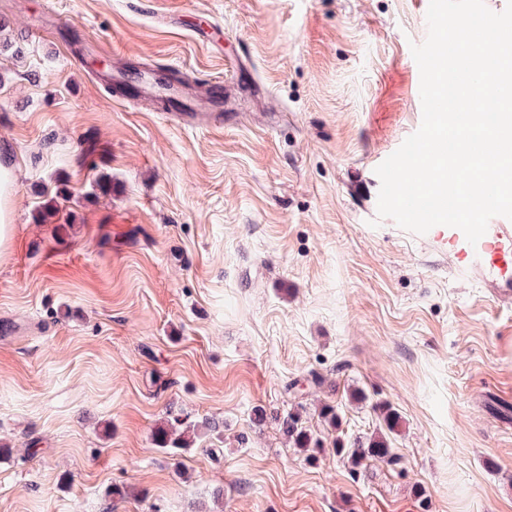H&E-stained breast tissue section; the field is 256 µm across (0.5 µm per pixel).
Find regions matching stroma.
<instances>
[{
	"instance_id": "35a3bbf8",
	"label": "stroma",
	"mask_w": 512,
	"mask_h": 512,
	"mask_svg": "<svg viewBox=\"0 0 512 512\" xmlns=\"http://www.w3.org/2000/svg\"><path fill=\"white\" fill-rule=\"evenodd\" d=\"M428 5L0 0V512H512V302L377 213ZM132 66L221 117L131 102ZM378 402L399 462L351 470ZM172 414L217 428L175 454ZM14 181L11 170L0 164V255L6 252L12 233L11 198ZM280 429L292 442L294 448L307 453V459L316 460L323 448V440L314 436L301 423V417L297 414L288 413L280 421Z\"/></svg>"
}]
</instances>
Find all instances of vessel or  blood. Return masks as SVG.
Here are the masks:
<instances>
[{"mask_svg":"<svg viewBox=\"0 0 512 512\" xmlns=\"http://www.w3.org/2000/svg\"><path fill=\"white\" fill-rule=\"evenodd\" d=\"M448 250L467 267H481L492 274L491 284L501 294L512 293V224H492L477 244H470L457 228H446Z\"/></svg>","mask_w":512,"mask_h":512,"instance_id":"1","label":"vessel or blood"}]
</instances>
